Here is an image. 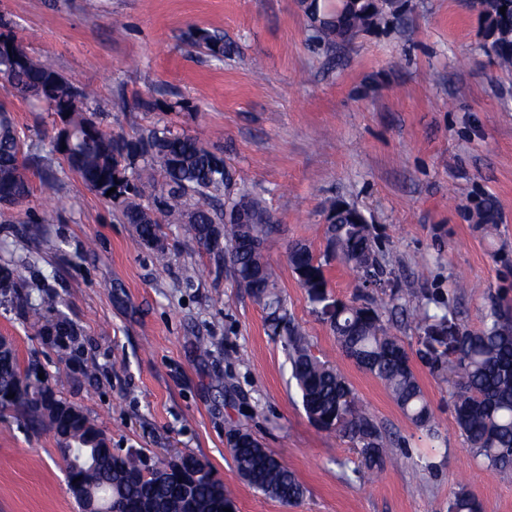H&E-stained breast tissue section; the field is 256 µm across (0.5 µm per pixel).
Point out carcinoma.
<instances>
[{"label": "carcinoma", "instance_id": "cac0c4a2", "mask_svg": "<svg viewBox=\"0 0 512 512\" xmlns=\"http://www.w3.org/2000/svg\"><path fill=\"white\" fill-rule=\"evenodd\" d=\"M301 4L314 38L328 45L377 28L397 13L394 0H336L334 6L301 0ZM479 6L493 59L501 71L511 73L512 0H480ZM188 38L209 56L224 59L223 36L197 28ZM0 74L19 95L35 99L48 116L62 119L64 128L55 129L47 156H62L70 172L107 197L123 221L133 225L137 245L149 248L161 241L164 225L184 224L208 252L229 257L237 283L250 291L275 335L284 337L292 378L308 417L323 430L349 438L365 468L379 471L388 457V441L343 375L312 352L310 338L288 317L278 275L261 253L275 231L269 209L223 154L167 125L131 138L104 130L95 114L84 110V103L95 96L93 90L77 88L53 60L33 56L19 46L0 51ZM27 161L11 111L1 103L0 196L8 199L0 206L3 224L12 223L11 209L29 197ZM111 188L115 192L109 195ZM146 194L152 199L147 205L141 203ZM356 217L343 201L325 210L328 255L380 288L379 251L369 231L355 227ZM288 261L309 300L321 301L328 288L324 264L302 244L291 250ZM34 264L31 254L0 264V279L11 283L0 297L21 309L54 315L52 323L37 327V335L49 327L59 328L66 340L55 348L70 358L81 347L77 328L62 312L65 300L57 292L42 286L38 303H32L26 273ZM330 327L346 356L385 386L412 424L433 432V413L410 356L384 326L376 300L340 304ZM458 330L452 351L422 352L420 359L448 383V405L473 457L512 477V317L494 303L484 312L481 329L460 325ZM25 374L27 367L21 366L16 353L0 358V413H14L34 431L43 427L56 431L62 438L59 447L66 474L86 481L106 508L223 512L229 497L208 461L177 455L163 463L170 470L163 476L149 469L156 462L142 452L101 451L104 432L88 412L41 383L20 389ZM10 393L14 397H8ZM231 454L248 485L286 503L303 497L304 488L294 473L259 446L251 433L242 431ZM453 508L482 512L480 501L467 491L456 496Z\"/></svg>", "mask_w": 512, "mask_h": 512}]
</instances>
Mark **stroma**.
<instances>
[{
    "label": "stroma",
    "instance_id": "obj_1",
    "mask_svg": "<svg viewBox=\"0 0 512 512\" xmlns=\"http://www.w3.org/2000/svg\"><path fill=\"white\" fill-rule=\"evenodd\" d=\"M402 12L401 22L327 46L313 40L299 0H0V18L29 53L96 89L88 108L104 129L131 135L168 124L252 179L279 225L264 255L290 318L400 458L371 476L348 438L307 417L282 337L186 227H164L159 266L63 160H52V181L31 168L30 197L11 227L0 226V260L36 252L29 279L68 300L88 371H73L17 309L0 305V336L20 364H43L113 450L208 460L233 512H450L464 490L484 512H512V480L471 457L447 384L419 357L426 336L397 312L425 307L476 330L494 294L512 313V73L489 56L473 0H404ZM195 28L223 35L224 60L191 47ZM155 99L165 110L142 108ZM0 102L25 155L46 154L54 134L46 112L1 78ZM488 199L497 213L490 232L477 218ZM337 200L365 215L386 286L364 287L334 259L327 291L346 303L394 294L382 320L411 357L437 438L341 352L289 267L297 243L324 257L323 211ZM238 427L295 473L302 499L281 503L239 477L227 444ZM0 512H78L53 434L12 417L0 419Z\"/></svg>",
    "mask_w": 512,
    "mask_h": 512
}]
</instances>
